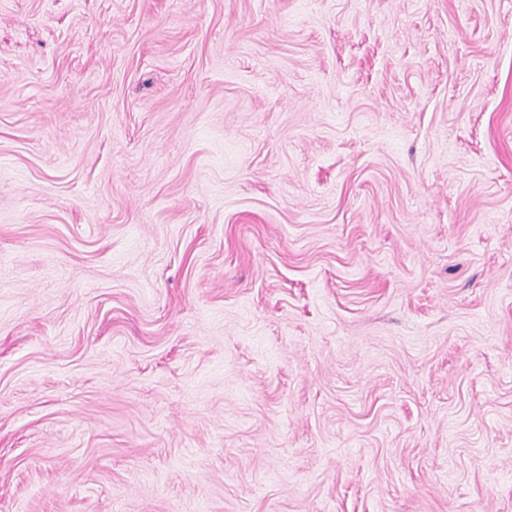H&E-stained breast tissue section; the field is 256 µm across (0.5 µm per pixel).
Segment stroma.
<instances>
[{
  "label": "stroma",
  "instance_id": "35a3bbf8",
  "mask_svg": "<svg viewBox=\"0 0 512 512\" xmlns=\"http://www.w3.org/2000/svg\"><path fill=\"white\" fill-rule=\"evenodd\" d=\"M0 512H512V0H0Z\"/></svg>",
  "mask_w": 512,
  "mask_h": 512
}]
</instances>
